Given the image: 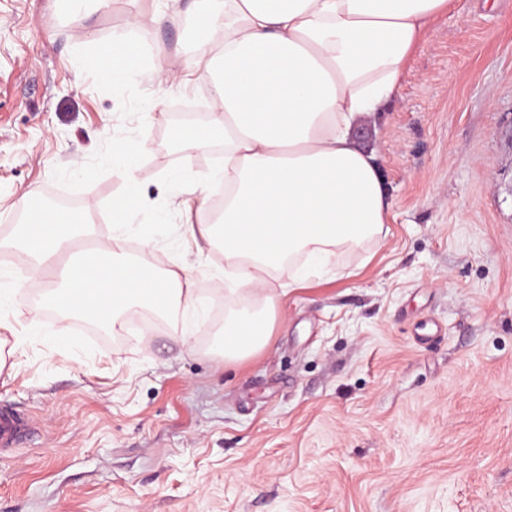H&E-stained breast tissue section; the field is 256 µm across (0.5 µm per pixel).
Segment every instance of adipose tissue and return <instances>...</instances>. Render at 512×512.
I'll use <instances>...</instances> for the list:
<instances>
[{"instance_id":"1","label":"adipose tissue","mask_w":512,"mask_h":512,"mask_svg":"<svg viewBox=\"0 0 512 512\" xmlns=\"http://www.w3.org/2000/svg\"><path fill=\"white\" fill-rule=\"evenodd\" d=\"M196 32L213 86L205 130L181 126L175 148L224 144V164L210 176L224 185L218 223L188 236L224 251V326L212 350L225 360L267 346L275 320L272 273L296 263L301 283L335 266L346 251L381 240L391 198L373 152L354 136L358 122L395 93L412 51L453 0H205ZM117 55L100 56L112 81L141 70L142 52L124 34ZM16 247L31 257L22 281L44 291L63 317L94 311L104 328H123L130 311L168 314L203 301L186 269L156 275L119 260L115 246L81 252L51 284L48 262L83 233L73 221L48 222L32 194Z\"/></svg>"}]
</instances>
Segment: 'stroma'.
<instances>
[{
    "label": "stroma",
    "instance_id": "35a3bbf8",
    "mask_svg": "<svg viewBox=\"0 0 512 512\" xmlns=\"http://www.w3.org/2000/svg\"><path fill=\"white\" fill-rule=\"evenodd\" d=\"M188 5L110 0L78 33L66 0H0V289L28 270L8 245L24 192L80 201L104 244L133 191L127 257L185 267L223 323L224 255L183 236L210 209L180 208L179 188L224 148L170 147L177 110L210 120ZM152 10L180 16L134 25ZM119 32L172 81L101 79ZM357 131L389 233L293 288L278 269L270 344L245 360L164 317L117 334L50 319L15 289L0 402L39 433L0 455V512H512V0H456ZM116 141L139 147L134 173ZM139 212L138 203L132 199L120 198L112 204L113 226L131 229L134 227Z\"/></svg>",
    "mask_w": 512,
    "mask_h": 512
}]
</instances>
